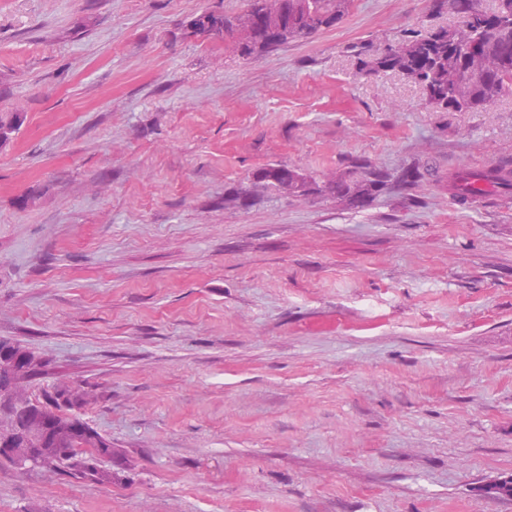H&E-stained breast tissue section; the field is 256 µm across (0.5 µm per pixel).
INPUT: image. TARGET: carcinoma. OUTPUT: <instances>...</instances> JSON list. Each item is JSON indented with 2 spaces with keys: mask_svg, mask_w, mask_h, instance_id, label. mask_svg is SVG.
I'll return each mask as SVG.
<instances>
[{
  "mask_svg": "<svg viewBox=\"0 0 512 512\" xmlns=\"http://www.w3.org/2000/svg\"><path fill=\"white\" fill-rule=\"evenodd\" d=\"M349 4L350 0H283L285 15L276 20L271 15L269 0H250L246 13L240 17L206 11L193 17L187 29L203 39L224 41L230 37L239 56L248 59L290 40L307 39L338 25ZM434 7L460 16L461 21L452 28H441L400 43L392 53L375 56L374 70L406 75L421 85L430 103L451 112L476 110L511 91L512 0H497L489 11L481 8L480 0H435ZM20 122L17 113L0 116L1 146L12 140ZM511 177L509 165L500 163L462 184L455 182L452 187L465 198L472 194L478 182L497 187ZM20 353L34 361L31 375L39 373L40 361L32 352L0 340V356ZM30 411L43 415L49 434L67 433L68 442L54 446L45 439H32L25 425ZM1 418L12 420L17 426L12 447L33 448L39 455L50 454L44 468L91 481L104 477L99 462L112 456V443L89 426L76 411L75 403L66 397L65 390L45 392L44 400L33 401L28 410L0 402Z\"/></svg>",
  "mask_w": 512,
  "mask_h": 512,
  "instance_id": "carcinoma-1",
  "label": "carcinoma"
}]
</instances>
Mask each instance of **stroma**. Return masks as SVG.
I'll return each instance as SVG.
<instances>
[{
    "mask_svg": "<svg viewBox=\"0 0 512 512\" xmlns=\"http://www.w3.org/2000/svg\"><path fill=\"white\" fill-rule=\"evenodd\" d=\"M247 5L0 0V337L119 452L108 482L1 459L0 512H512V189H448L512 161V92L447 112L371 71L457 24L432 0L248 59L186 30Z\"/></svg>",
    "mask_w": 512,
    "mask_h": 512,
    "instance_id": "1",
    "label": "stroma"
}]
</instances>
